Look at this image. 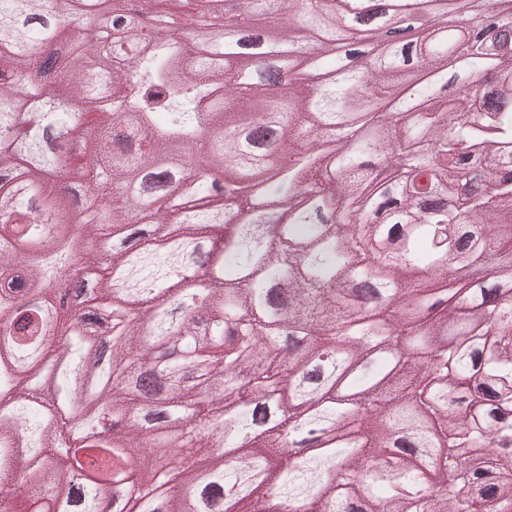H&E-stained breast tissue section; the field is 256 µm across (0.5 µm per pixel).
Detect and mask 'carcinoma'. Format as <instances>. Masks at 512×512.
Instances as JSON below:
<instances>
[{
	"label": "carcinoma",
	"instance_id": "obj_1",
	"mask_svg": "<svg viewBox=\"0 0 512 512\" xmlns=\"http://www.w3.org/2000/svg\"><path fill=\"white\" fill-rule=\"evenodd\" d=\"M403 4L0 0V512H512V51Z\"/></svg>",
	"mask_w": 512,
	"mask_h": 512
}]
</instances>
